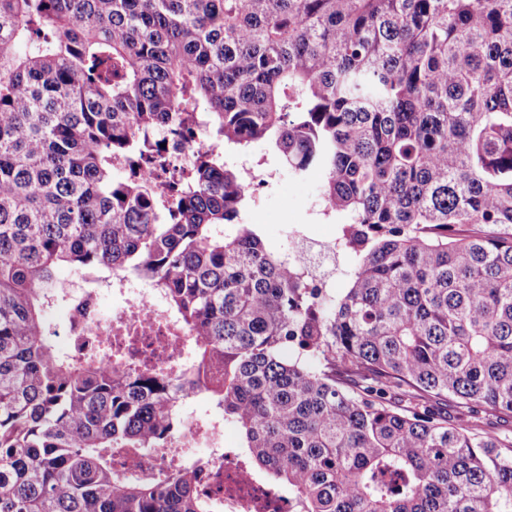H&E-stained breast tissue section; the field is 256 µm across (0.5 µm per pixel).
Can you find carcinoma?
Returning <instances> with one entry per match:
<instances>
[{
	"instance_id": "obj_1",
	"label": "carcinoma",
	"mask_w": 512,
	"mask_h": 512,
	"mask_svg": "<svg viewBox=\"0 0 512 512\" xmlns=\"http://www.w3.org/2000/svg\"><path fill=\"white\" fill-rule=\"evenodd\" d=\"M257 140L320 175L345 288L244 222ZM61 266L154 289L190 361L59 354ZM179 384L296 512H512V441L422 402L512 416V0H0V512H213L191 450L115 466L186 430ZM201 143V139L196 134L192 141L180 142L176 140H168L166 142V151L172 156L176 163L182 168L191 165L194 159V145Z\"/></svg>"
}]
</instances>
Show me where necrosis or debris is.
<instances>
[{
  "label": "necrosis or debris",
  "mask_w": 512,
  "mask_h": 512,
  "mask_svg": "<svg viewBox=\"0 0 512 512\" xmlns=\"http://www.w3.org/2000/svg\"><path fill=\"white\" fill-rule=\"evenodd\" d=\"M112 295L117 304L111 314L101 309L99 289L86 288L65 309L63 340L75 355L95 354L104 366L125 372L159 364L178 369L188 356V341L177 319L167 311L163 299L139 280L116 277ZM139 336L137 346L124 359L110 356L105 342H118L125 334ZM207 443L199 465L208 490L219 496L221 512H293L287 494L260 481L247 465L224 445V427L212 423L208 434L197 427L176 437L171 447L146 448L126 460L124 470L136 479L155 471L159 462L179 459L182 448Z\"/></svg>",
  "instance_id": "obj_1"
}]
</instances>
